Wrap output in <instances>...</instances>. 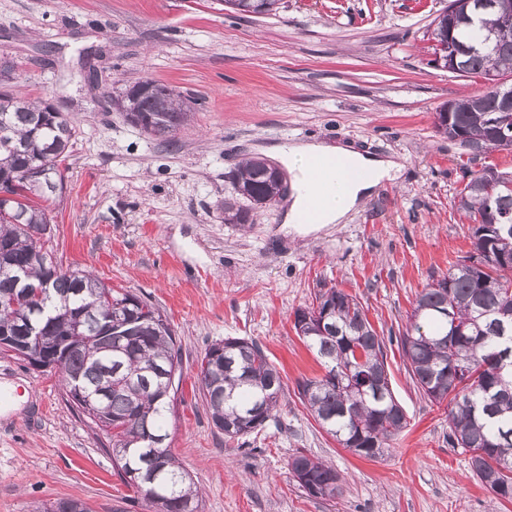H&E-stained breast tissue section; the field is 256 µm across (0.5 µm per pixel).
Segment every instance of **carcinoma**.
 Listing matches in <instances>:
<instances>
[{
	"label": "carcinoma",
	"instance_id": "cac0c4a2",
	"mask_svg": "<svg viewBox=\"0 0 512 512\" xmlns=\"http://www.w3.org/2000/svg\"><path fill=\"white\" fill-rule=\"evenodd\" d=\"M280 0H224L245 15H270ZM457 13L477 11L482 23L461 24L454 34L461 75L484 78L490 87L454 101L437 112L436 128L449 122L466 153L510 151L498 127L512 128V13L493 0H450ZM434 55L448 47V16L433 21ZM151 89L120 97L146 125L144 133L169 140L189 121L188 106L174 89L150 81ZM0 190L13 198L0 204V301L22 286L35 290L29 306L0 310V336H26L30 307H46L47 320L34 324L43 343L61 348L59 373L72 408L105 432L112 459L125 482L144 491L155 512H199V496L163 440L173 414L171 375L180 371L175 333L159 310L130 292L120 293L78 267L54 270L43 263L50 225L47 207L62 190L58 162L66 157L74 128L62 112L51 114L42 101L0 92ZM491 170L496 178L489 180ZM46 176L31 179L27 173ZM233 192L224 199V223L248 224L251 213L277 204L286 190L267 171L265 161L245 160L232 174ZM455 206L473 227L472 252L432 280L416 299L400 348L412 379L438 404L448 402L449 439L472 453L474 476L498 499L512 501V356L501 360L504 338L512 337V171L495 167L470 173ZM326 317L316 331L299 318ZM120 341L71 342L77 325ZM294 329L324 367L325 374L304 380L299 394L321 427L355 454L376 459L406 427V415L392 389L377 395L372 374L387 371L384 342L356 298L329 288L316 302L294 312ZM200 373L213 425L224 437L240 439L272 416L284 396L278 369L255 342L226 338L204 354ZM289 470L303 491L332 498L339 476L331 466L304 453ZM37 512H91L78 500H58Z\"/></svg>",
	"mask_w": 512,
	"mask_h": 512
}]
</instances>
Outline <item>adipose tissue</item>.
Segmentation results:
<instances>
[{"label": "adipose tissue", "instance_id": "adipose-tissue-1", "mask_svg": "<svg viewBox=\"0 0 512 512\" xmlns=\"http://www.w3.org/2000/svg\"><path fill=\"white\" fill-rule=\"evenodd\" d=\"M267 152L284 164L293 177L292 199L283 221L300 233L344 222L382 181L393 178L400 168L399 163L389 158H376L346 146L316 141L274 145ZM314 156L340 159L349 172L334 183L315 187L305 168L306 161ZM316 192L322 195V207L317 218L308 223L303 215L311 194Z\"/></svg>", "mask_w": 512, "mask_h": 512}]
</instances>
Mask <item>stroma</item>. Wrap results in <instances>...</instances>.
I'll use <instances>...</instances> for the list:
<instances>
[{"label": "stroma", "instance_id": "obj_1", "mask_svg": "<svg viewBox=\"0 0 512 512\" xmlns=\"http://www.w3.org/2000/svg\"><path fill=\"white\" fill-rule=\"evenodd\" d=\"M448 0H281L245 17L222 0H0V91L53 99L75 127L49 201L55 255L114 290L147 298L181 353L169 450L193 477L200 512H512L452 447L445 404L424 398L397 338L433 278L469 254L471 226L453 198L464 173L512 169V153L469 158L436 131L448 101L487 82L432 62L431 21ZM168 85L194 109L164 144L113 105L141 79ZM320 139L400 164L346 224L289 232L280 206L254 224L219 208L231 173L260 147ZM356 297L385 340L391 389L407 426L369 460L343 448L300 399L323 367L293 313L321 289ZM228 337L256 341L286 396L239 440L214 427L197 364ZM28 395L0 407V512L60 499L92 512H153L112 463L103 434L65 399L56 371L0 351V388ZM333 465L341 492L306 495L288 471L296 453Z\"/></svg>", "mask_w": 512, "mask_h": 512}]
</instances>
